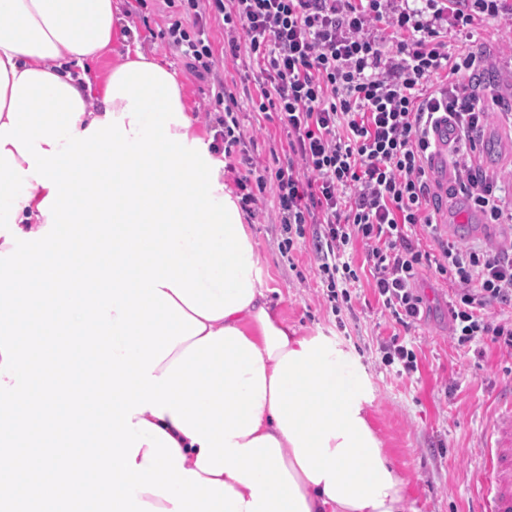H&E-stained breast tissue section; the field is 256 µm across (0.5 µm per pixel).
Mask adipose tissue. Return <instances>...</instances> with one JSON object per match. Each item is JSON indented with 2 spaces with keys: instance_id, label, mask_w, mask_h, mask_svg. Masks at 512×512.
Wrapping results in <instances>:
<instances>
[{
  "instance_id": "1",
  "label": "adipose tissue",
  "mask_w": 512,
  "mask_h": 512,
  "mask_svg": "<svg viewBox=\"0 0 512 512\" xmlns=\"http://www.w3.org/2000/svg\"><path fill=\"white\" fill-rule=\"evenodd\" d=\"M117 38L134 41V61L147 62L137 32H122L113 0H0V124L8 120L12 85L27 70L55 75L78 92L77 131L121 113L126 99L93 100L76 71ZM249 278L251 302L205 327L237 329L261 354L266 394L256 437L278 441L309 512H407L408 479L370 423L362 370L332 340L288 327L267 303L258 272Z\"/></svg>"
}]
</instances>
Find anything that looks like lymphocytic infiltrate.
Segmentation results:
<instances>
[{
	"mask_svg": "<svg viewBox=\"0 0 512 512\" xmlns=\"http://www.w3.org/2000/svg\"><path fill=\"white\" fill-rule=\"evenodd\" d=\"M192 29L174 22L166 35L190 74L212 81L221 107L224 154L244 140L239 103L215 78L208 17L224 22L232 58L248 52L263 89L254 109L275 114L288 137V160L271 175H242L240 205L254 212L272 192L292 252L315 224L319 276L329 300L350 301L358 275L344 255L362 243L382 309L403 327L422 318L416 283L423 268L457 286L448 303L449 336L463 346L490 341L512 351V246L489 250L444 240L428 212L425 168L431 132L447 122L474 141L487 118L479 83L466 81L474 53L449 59L444 26L468 32L475 21L512 16V0H183ZM455 181L487 223L511 224L502 177L474 154L453 160ZM429 239L432 250L421 246Z\"/></svg>",
	"mask_w": 512,
	"mask_h": 512,
	"instance_id": "lymphocytic-infiltrate-1",
	"label": "lymphocytic infiltrate"
}]
</instances>
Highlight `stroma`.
Segmentation results:
<instances>
[{
	"label": "stroma",
	"mask_w": 512,
	"mask_h": 512,
	"mask_svg": "<svg viewBox=\"0 0 512 512\" xmlns=\"http://www.w3.org/2000/svg\"><path fill=\"white\" fill-rule=\"evenodd\" d=\"M121 12L131 13L147 55L175 72L189 112L198 129L215 128L205 108L211 98L209 83L195 79L180 53L164 36L169 24L182 18L181 6L167 0H118ZM215 71L226 90L241 94L243 67L224 54V24H210ZM449 54L464 49L491 48L479 70L488 111L476 159L488 171L512 169V122L497 101L512 88V19L487 20L470 34L449 28ZM241 126L245 147L236 154L226 182H233L247 167L275 168L288 154V139L277 122H258L251 103L242 102ZM272 193L262 195L259 210L249 221L264 291L279 317L299 334L327 336L350 352L364 369L372 390L369 416L383 438L395 468L408 477L406 496L413 512H473L478 507L482 474L479 468L481 437L499 406L512 397V354L491 343L455 345L448 335V294L451 285L424 272L418 287L426 310L416 326L406 329L382 312L366 262L367 251L355 244L353 263L359 280L351 288L349 304L334 308L318 275L312 243L283 254L281 226ZM430 210L443 236L461 242L498 247L512 242V228L483 223L468 214L461 193L433 191ZM413 350L418 369L402 372L385 365L381 346L390 338Z\"/></svg>",
	"instance_id": "35a3bbf8"
}]
</instances>
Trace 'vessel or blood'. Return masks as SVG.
Segmentation results:
<instances>
[{
    "instance_id": "b4317fda",
    "label": "vessel or blood",
    "mask_w": 512,
    "mask_h": 512,
    "mask_svg": "<svg viewBox=\"0 0 512 512\" xmlns=\"http://www.w3.org/2000/svg\"><path fill=\"white\" fill-rule=\"evenodd\" d=\"M478 512H512V405L485 430Z\"/></svg>"
}]
</instances>
